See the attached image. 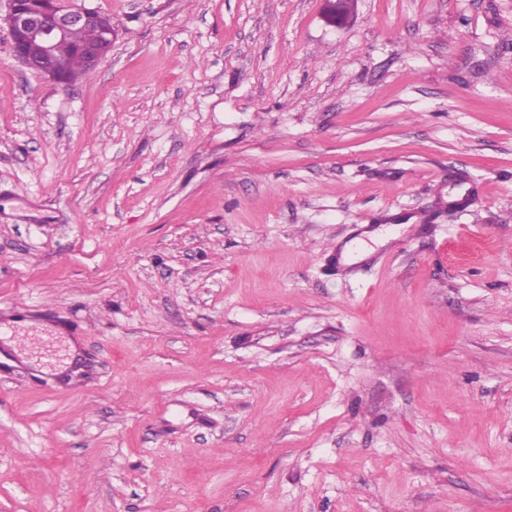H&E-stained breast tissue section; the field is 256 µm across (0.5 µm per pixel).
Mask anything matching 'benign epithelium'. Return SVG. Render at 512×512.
I'll list each match as a JSON object with an SVG mask.
<instances>
[{
  "mask_svg": "<svg viewBox=\"0 0 512 512\" xmlns=\"http://www.w3.org/2000/svg\"><path fill=\"white\" fill-rule=\"evenodd\" d=\"M97 11L72 9L61 0H8L0 23L9 33L14 57L27 68L59 84L73 82L72 73L59 61L58 48L71 33L96 23ZM114 32L104 31L99 40L83 47L86 68L93 70L112 47Z\"/></svg>",
  "mask_w": 512,
  "mask_h": 512,
  "instance_id": "obj_1",
  "label": "benign epithelium"
}]
</instances>
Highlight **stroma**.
Listing matches in <instances>:
<instances>
[{"label": "stroma", "instance_id": "obj_1", "mask_svg": "<svg viewBox=\"0 0 512 512\" xmlns=\"http://www.w3.org/2000/svg\"><path fill=\"white\" fill-rule=\"evenodd\" d=\"M0 27V512H512V0H67ZM96 21L95 26L89 27ZM0 22L8 30L14 57L59 84H70L74 79L59 61L58 48L62 43L69 39L60 48L69 69L76 76L87 75L110 50L114 37L109 16L99 12L97 20L95 9H72L60 0H8V10L0 15ZM81 27L89 28L75 30ZM105 29L108 30L95 42ZM85 44L90 45L83 47V60L78 48Z\"/></svg>", "mask_w": 512, "mask_h": 512}]
</instances>
